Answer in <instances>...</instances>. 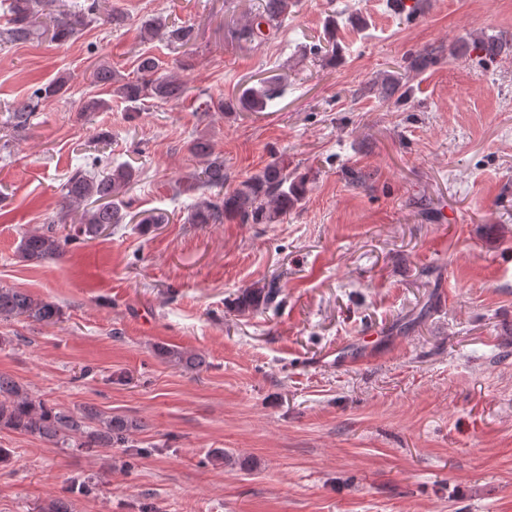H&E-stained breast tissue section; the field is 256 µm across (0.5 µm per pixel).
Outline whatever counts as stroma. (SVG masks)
<instances>
[{"instance_id":"stroma-1","label":"stroma","mask_w":512,"mask_h":512,"mask_svg":"<svg viewBox=\"0 0 512 512\" xmlns=\"http://www.w3.org/2000/svg\"><path fill=\"white\" fill-rule=\"evenodd\" d=\"M415 2L299 0L274 39L245 43L224 30L261 0H110L66 42L0 43V287L62 309L0 320V374L142 424L93 453L0 431V512L64 496L71 512H512V0ZM331 15L333 61L316 51ZM155 16L196 40H143ZM491 35L507 43L493 62L473 46ZM430 47L436 64L407 74ZM143 54L182 99L135 106L95 84L98 64L131 75ZM400 73L408 95L380 99L374 82ZM60 79L15 131L13 103ZM263 79L284 87L265 111L198 109ZM90 97L107 108L82 112ZM202 135L227 186L279 160L308 175L305 199L275 224L187 223ZM96 157L135 168L123 201L164 223L22 261L23 233L57 220ZM270 282L275 303L236 310ZM157 355L170 363L181 365L190 370L200 368L203 363V359L197 355L166 347H158Z\"/></svg>"}]
</instances>
